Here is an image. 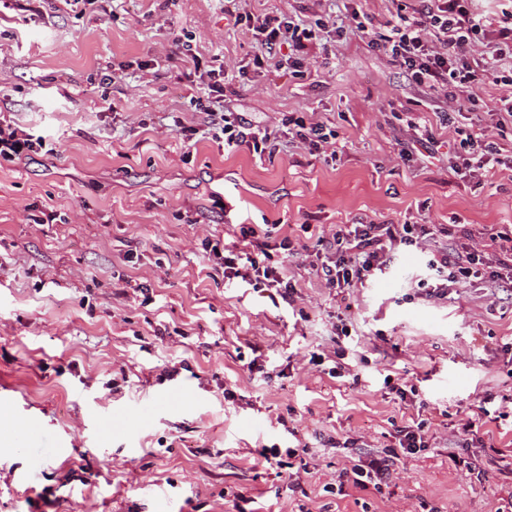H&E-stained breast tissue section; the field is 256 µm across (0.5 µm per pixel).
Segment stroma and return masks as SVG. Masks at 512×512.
<instances>
[{
  "mask_svg": "<svg viewBox=\"0 0 512 512\" xmlns=\"http://www.w3.org/2000/svg\"><path fill=\"white\" fill-rule=\"evenodd\" d=\"M398 1L245 0L256 15L334 23L307 45L313 76L298 78L274 58L254 65L255 36L224 0H0V112L47 141L0 167V415L25 422L0 433V512H493L512 490L498 455L512 446V306L480 281L426 297L417 253L366 287H326L301 235L360 219L446 224L491 256L512 231V171L479 183L448 167L466 135L498 140L494 108L512 88L483 85L474 110L441 125L446 100L348 27L355 11L383 31ZM178 39L220 59L228 107L254 124L317 113L338 134L335 163L284 138L270 158L184 140L171 116L200 126L203 84ZM427 130L430 153L417 142ZM47 209L53 222L34 223ZM237 224L298 239L292 303L217 271L202 242L232 243ZM338 350L337 376L310 360ZM405 382L426 409L396 394ZM151 400L156 414L133 426ZM419 412L430 448L382 492H325L349 463L346 439L386 448ZM472 418L482 426L467 442ZM273 444L308 445L299 482L294 467H266Z\"/></svg>",
  "mask_w": 512,
  "mask_h": 512,
  "instance_id": "obj_1",
  "label": "stroma"
}]
</instances>
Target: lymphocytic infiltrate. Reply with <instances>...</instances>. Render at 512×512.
<instances>
[{"label": "lymphocytic infiltrate", "mask_w": 512, "mask_h": 512, "mask_svg": "<svg viewBox=\"0 0 512 512\" xmlns=\"http://www.w3.org/2000/svg\"><path fill=\"white\" fill-rule=\"evenodd\" d=\"M235 21L261 38V54L255 57V64H262L264 55L288 46L292 49L289 67L300 76L308 73L303 50L306 41L314 38V29L295 23L292 18L270 14H239ZM489 34L494 37L492 65L472 64L476 41ZM370 44L384 49L418 88L469 109L476 103V88L501 81L497 62L512 60V10L481 13L475 0H427L412 14H392L385 32L371 38ZM205 75L204 94L196 99L198 109L206 116L200 127L202 136L230 150L245 148L259 156L274 152L275 135L225 106L223 66L210 67ZM282 125L290 143L302 145L324 159H336V132L325 122L289 115ZM42 147V140L0 115V165L20 162ZM448 167L462 178L489 179L497 171L512 169V148L473 135L460 150L449 154ZM438 234V228L415 222L378 224L360 219L342 225L332 236H316L315 244L323 254L315 268L316 276L331 288L365 286L391 269L402 250L421 249L425 241L436 240ZM271 237L269 225L242 224L238 227V246L224 252L209 239L204 246L206 252L219 259L226 280L244 283L268 293L270 299L287 303L296 285L285 274L284 260L296 248L285 237L278 243V253H270ZM496 242L501 257L493 262L482 254L462 251L448 243L438 244L429 254L428 276L419 280V287L428 289L431 297L442 299L450 287L461 288L473 279L483 278L502 302L512 305V235H497ZM428 432L424 419L398 427L393 447L355 460L341 470L335 494H344L349 487L381 490L396 460L427 450Z\"/></svg>", "instance_id": "1"}]
</instances>
